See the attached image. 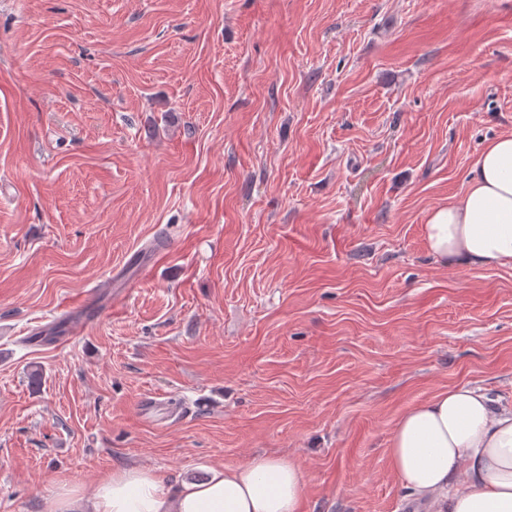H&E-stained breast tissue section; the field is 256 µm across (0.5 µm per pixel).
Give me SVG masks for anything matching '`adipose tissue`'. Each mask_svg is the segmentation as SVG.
Instances as JSON below:
<instances>
[{"mask_svg": "<svg viewBox=\"0 0 512 512\" xmlns=\"http://www.w3.org/2000/svg\"><path fill=\"white\" fill-rule=\"evenodd\" d=\"M425 232L444 261L512 267V134L484 147L466 190L430 212ZM389 457L427 512H512V408H494L477 389L448 388L404 410ZM306 494L297 461L255 455L170 485L140 466L116 468L88 495L61 486L55 512H303Z\"/></svg>", "mask_w": 512, "mask_h": 512, "instance_id": "adipose-tissue-1", "label": "adipose tissue"}]
</instances>
